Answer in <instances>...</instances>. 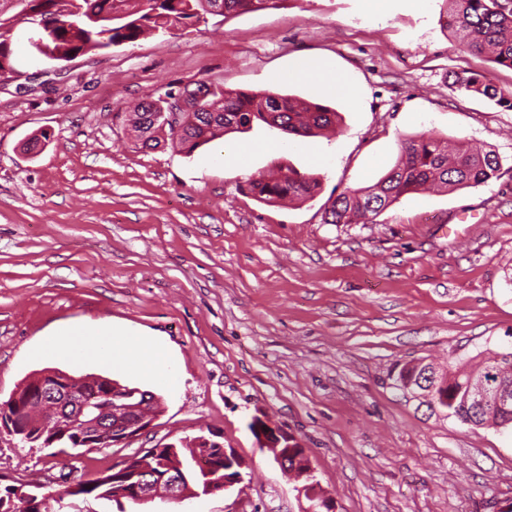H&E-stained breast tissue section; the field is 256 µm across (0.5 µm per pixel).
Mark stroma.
<instances>
[{
	"label": "stroma",
	"instance_id": "35a3bbf8",
	"mask_svg": "<svg viewBox=\"0 0 512 512\" xmlns=\"http://www.w3.org/2000/svg\"><path fill=\"white\" fill-rule=\"evenodd\" d=\"M27 4L0 0L16 52L0 77V402L59 369L150 390L163 411L131 444L74 459L1 434L0 477L43 484L55 512L52 494L203 435L243 460L239 483L148 504L76 496L70 512H308L248 428L262 416L304 449L331 512H512V428L431 413L390 378L410 361L512 349V110L449 88L473 71L512 90V70L459 50L444 0H384L378 13L367 0H282L68 62L32 53ZM309 59L342 71L347 93L301 78ZM202 82L340 118L315 137L256 123L190 155L135 147L131 106ZM430 133L494 151L500 176L403 196L371 223L323 222L330 198L374 184L403 139ZM279 165L316 177L315 196L268 206L242 192ZM102 321L165 345L178 386L123 360L43 353L56 333Z\"/></svg>",
	"mask_w": 512,
	"mask_h": 512
}]
</instances>
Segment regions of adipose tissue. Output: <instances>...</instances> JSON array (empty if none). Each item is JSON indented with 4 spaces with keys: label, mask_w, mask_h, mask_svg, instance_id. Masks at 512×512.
Instances as JSON below:
<instances>
[{
    "label": "adipose tissue",
    "mask_w": 512,
    "mask_h": 512,
    "mask_svg": "<svg viewBox=\"0 0 512 512\" xmlns=\"http://www.w3.org/2000/svg\"><path fill=\"white\" fill-rule=\"evenodd\" d=\"M118 350L133 357L141 373L169 384L175 383L176 377L170 369L169 356L163 345L116 331L107 322L62 331L45 346L46 353L54 357L92 358L103 363L109 362Z\"/></svg>",
    "instance_id": "obj_1"
}]
</instances>
